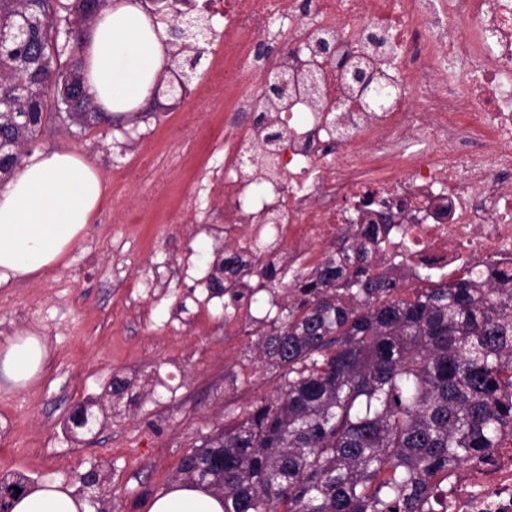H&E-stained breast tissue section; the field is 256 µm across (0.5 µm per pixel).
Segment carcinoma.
Wrapping results in <instances>:
<instances>
[{"mask_svg": "<svg viewBox=\"0 0 512 512\" xmlns=\"http://www.w3.org/2000/svg\"><path fill=\"white\" fill-rule=\"evenodd\" d=\"M106 0H0V184L36 140L49 101L66 129L110 124L89 112L81 55L49 49L51 22L70 40ZM403 288L355 241L310 276L288 284L266 272L261 288L285 289L253 332L259 353L282 371L276 396L187 454L180 476L224 498V512H433L436 479L497 447L512 430V286L471 277L417 274ZM69 418L71 432L93 431V406ZM98 512H109L104 477ZM30 480L0 477V512Z\"/></svg>", "mask_w": 512, "mask_h": 512, "instance_id": "cac0c4a2", "label": "carcinoma"}]
</instances>
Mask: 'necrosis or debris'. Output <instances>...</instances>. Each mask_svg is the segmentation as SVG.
I'll return each instance as SVG.
<instances>
[{
  "instance_id": "1",
  "label": "necrosis or debris",
  "mask_w": 512,
  "mask_h": 512,
  "mask_svg": "<svg viewBox=\"0 0 512 512\" xmlns=\"http://www.w3.org/2000/svg\"><path fill=\"white\" fill-rule=\"evenodd\" d=\"M228 19L203 88L276 127H225L206 185L224 206L218 235L289 275L325 249L395 217L378 249L405 280H498L512 270V0H191ZM282 41L273 62L257 52ZM327 41L330 53L317 50ZM301 48L302 69L290 54ZM290 78L269 96V66ZM438 512H512V431L448 473Z\"/></svg>"
}]
</instances>
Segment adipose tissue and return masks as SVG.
<instances>
[{
  "instance_id": "ef3b65f1",
  "label": "adipose tissue",
  "mask_w": 512,
  "mask_h": 512,
  "mask_svg": "<svg viewBox=\"0 0 512 512\" xmlns=\"http://www.w3.org/2000/svg\"><path fill=\"white\" fill-rule=\"evenodd\" d=\"M168 34L140 0H110L81 40L87 87L96 104L125 120L149 99L165 62ZM101 181L75 152H34L0 190V284L55 269L103 200ZM47 357L42 337L25 331L0 342V378L29 386ZM9 512H89L58 482L30 486L10 498ZM147 512H224V500L192 483L154 498Z\"/></svg>"
}]
</instances>
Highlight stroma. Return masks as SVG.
Masks as SVG:
<instances>
[{
  "mask_svg": "<svg viewBox=\"0 0 512 512\" xmlns=\"http://www.w3.org/2000/svg\"><path fill=\"white\" fill-rule=\"evenodd\" d=\"M205 80L198 71L183 100L161 95V109L133 124L71 132L49 114L33 143L36 151L81 154L106 194L58 269L0 286V341L29 330L49 350L27 388L0 380V475L76 490L81 474L102 468L115 491L112 512H147L177 483L185 454L280 387L279 372L256 356L254 336H225L223 299L194 281L213 261L215 242L195 223L207 207L198 192L210 162L175 171L173 194L142 223L117 219L149 192L137 172L178 152L171 130L184 113H198L194 134L210 139L220 104L197 93ZM147 274L161 287H137ZM113 381L125 384L123 394L106 395ZM90 401L106 415L101 429L64 435L71 410Z\"/></svg>",
  "mask_w": 512,
  "mask_h": 512,
  "instance_id": "35a3bbf8",
  "label": "stroma"
}]
</instances>
